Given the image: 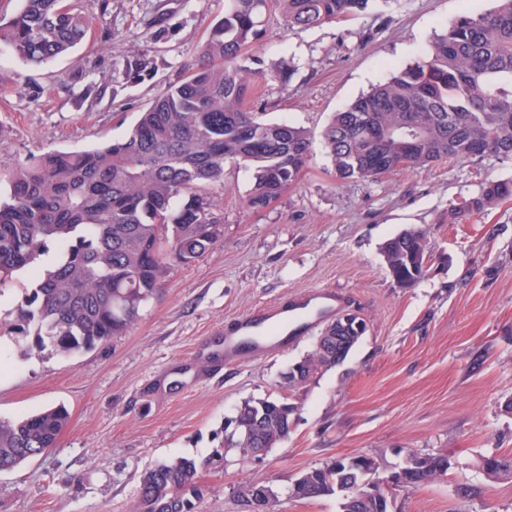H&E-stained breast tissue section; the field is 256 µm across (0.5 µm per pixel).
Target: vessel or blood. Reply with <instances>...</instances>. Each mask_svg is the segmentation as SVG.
I'll return each mask as SVG.
<instances>
[{"instance_id": "vessel-or-blood-1", "label": "vessel or blood", "mask_w": 512, "mask_h": 512, "mask_svg": "<svg viewBox=\"0 0 512 512\" xmlns=\"http://www.w3.org/2000/svg\"><path fill=\"white\" fill-rule=\"evenodd\" d=\"M345 301L343 293L324 289L316 292L310 303L282 302L242 317L224 334V360L237 363L258 359L286 336L304 333L320 314L334 311Z\"/></svg>"}]
</instances>
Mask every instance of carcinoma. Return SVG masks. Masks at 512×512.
<instances>
[{
	"mask_svg": "<svg viewBox=\"0 0 512 512\" xmlns=\"http://www.w3.org/2000/svg\"><path fill=\"white\" fill-rule=\"evenodd\" d=\"M0 17V44L40 65L79 44L88 18L67 0H21ZM388 0H224V17L211 29L203 63L171 83L123 138L77 151H57L18 163L4 174L0 198V284L32 271L31 288L16 305L15 334L45 341L60 355L92 349L126 334L157 294L171 269L203 257L223 236L210 185L224 181V164L252 171L246 203L262 209L294 183L310 152L307 132L268 122L248 108L254 77L279 69L245 55L259 40L267 11L275 8L289 28L340 21ZM478 14L446 22L424 57L400 66L384 83L335 113L322 144L336 178L370 179L402 167L425 168L486 155L512 159V0H493ZM126 62L123 80L146 71ZM512 197V178L487 182L479 194L448 212V223ZM59 258L48 270L35 261L48 251ZM396 283L411 288L426 274L427 232L409 227L382 247ZM295 362L296 388L343 362L362 337L334 339ZM296 407L285 397L246 401L228 446L272 449L288 438ZM68 411L56 406L16 421H0V471L9 472L56 444ZM410 473L416 485L448 471V457L417 453ZM200 463L179 457L154 464L140 478L136 512H198L203 492ZM379 466L367 456L336 458L297 478L296 499L335 495L341 512H388L378 494ZM254 508L271 512L275 493L256 484Z\"/></svg>",
	"mask_w": 512,
	"mask_h": 512,
	"instance_id": "cac0c4a2",
	"label": "carcinoma"
}]
</instances>
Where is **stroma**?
Masks as SVG:
<instances>
[{"label": "stroma", "instance_id": "stroma-1", "mask_svg": "<svg viewBox=\"0 0 512 512\" xmlns=\"http://www.w3.org/2000/svg\"><path fill=\"white\" fill-rule=\"evenodd\" d=\"M91 24L81 44L31 66L0 46V173L31 156L124 137L170 83L199 62L224 0H71ZM491 0H391L314 28L264 18L252 52L288 61L254 81L249 105L264 119L305 128L312 146L296 184L268 207L245 198L251 173L224 166L210 185L222 240L172 272L126 335L68 355L29 350L12 333L28 275L0 286V420L64 406L55 448L0 473V512H134L140 477L156 462L206 460L199 512H253L262 483L276 512H340L336 496L296 500L304 472L347 456L374 458L380 474L408 452L442 453L447 473L400 489L389 512H512V475L489 477L482 457L512 460V199L452 224L448 211L482 186L512 178V160L487 156L401 168L375 180L337 179L321 135L333 113L393 65L420 60L445 21ZM143 79L112 80L128 57ZM428 231L430 268L402 288L381 247L402 230ZM333 288L367 323L347 359L285 391L283 376L318 334L274 354L217 368L224 328L260 308ZM288 395L297 407L286 441L262 458L224 450L225 430L248 400Z\"/></svg>", "mask_w": 512, "mask_h": 512}]
</instances>
